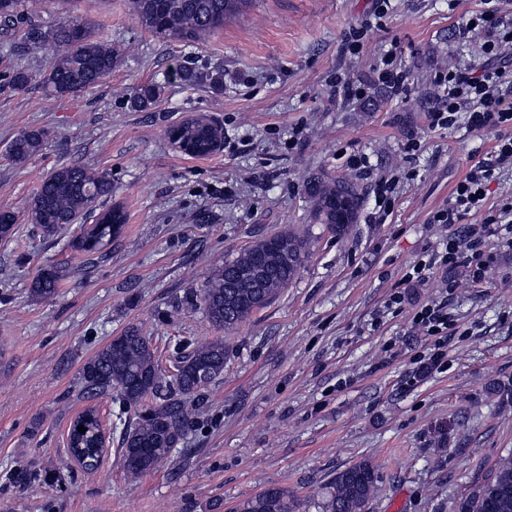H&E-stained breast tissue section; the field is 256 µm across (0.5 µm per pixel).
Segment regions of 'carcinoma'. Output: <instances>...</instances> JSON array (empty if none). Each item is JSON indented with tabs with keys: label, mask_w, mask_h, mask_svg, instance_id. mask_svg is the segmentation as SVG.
Here are the masks:
<instances>
[{
	"label": "carcinoma",
	"mask_w": 512,
	"mask_h": 512,
	"mask_svg": "<svg viewBox=\"0 0 512 512\" xmlns=\"http://www.w3.org/2000/svg\"><path fill=\"white\" fill-rule=\"evenodd\" d=\"M249 0H130L138 23L152 36L195 44L224 28ZM25 0H0V30L7 33L25 18ZM26 39L55 51V63L41 84L49 96L62 97L90 90L112 73L120 55L96 28L79 17H68L54 26L27 21ZM156 83L139 86L130 97L133 107L146 109L161 96ZM46 132L31 129L11 143L13 161L25 162L42 146ZM223 137L213 125L203 132L184 122L169 130V139L189 147L204 146ZM315 216L336 236L347 234L356 220L357 196L346 182L321 180L310 188ZM112 197V180L104 173L78 164L60 167L41 182L29 204V220L51 235L88 218L78 248L97 253L119 234L121 211H98ZM308 242L292 232L264 238L224 265L213 270L199 299L186 303L199 306L217 327L232 329L271 302L297 276L308 258ZM62 271L41 269L31 293L39 299L55 295ZM228 350L221 339L204 344L187 342L172 354L169 369L159 365L152 339L141 329L129 327L113 337L82 367L81 379L90 397L108 396L124 408H140L122 437V463L127 475L138 478L169 458L191 413V397L224 373ZM84 426L81 433L78 426ZM100 427L97 410L88 408L69 430L68 447L85 453L97 451ZM376 491V473L366 461L336 474L320 512H369ZM297 500L288 489L270 485L240 503L237 512H296ZM454 512H512V451L500 457L493 475L472 495L453 506Z\"/></svg>",
	"instance_id": "cac0c4a2"
}]
</instances>
